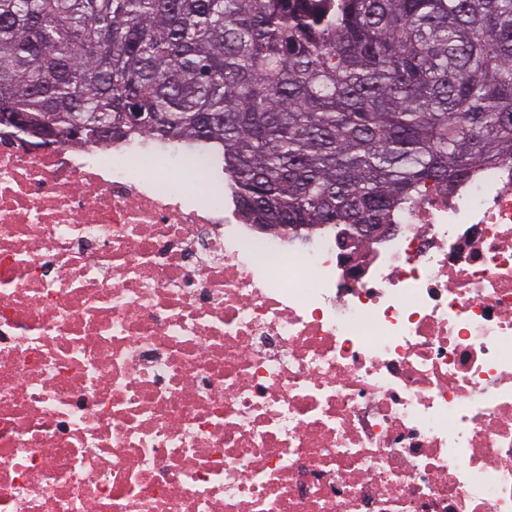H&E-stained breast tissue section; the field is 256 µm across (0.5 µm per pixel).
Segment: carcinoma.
<instances>
[{
	"label": "carcinoma",
	"mask_w": 512,
	"mask_h": 512,
	"mask_svg": "<svg viewBox=\"0 0 512 512\" xmlns=\"http://www.w3.org/2000/svg\"><path fill=\"white\" fill-rule=\"evenodd\" d=\"M179 139L250 223L389 224L512 162V0H0V124Z\"/></svg>",
	"instance_id": "1"
}]
</instances>
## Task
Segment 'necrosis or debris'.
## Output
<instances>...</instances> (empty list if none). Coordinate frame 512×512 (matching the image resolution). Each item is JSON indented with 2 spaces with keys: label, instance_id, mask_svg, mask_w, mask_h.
Instances as JSON below:
<instances>
[{
  "label": "necrosis or debris",
  "instance_id": "obj_1",
  "mask_svg": "<svg viewBox=\"0 0 512 512\" xmlns=\"http://www.w3.org/2000/svg\"><path fill=\"white\" fill-rule=\"evenodd\" d=\"M219 179L0 126V512H512V163L349 241Z\"/></svg>",
  "mask_w": 512,
  "mask_h": 512
}]
</instances>
